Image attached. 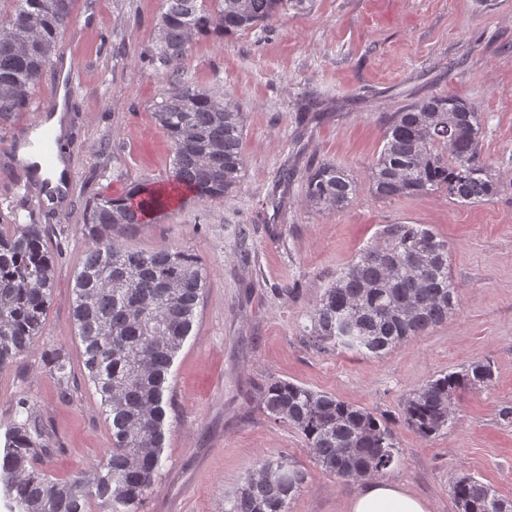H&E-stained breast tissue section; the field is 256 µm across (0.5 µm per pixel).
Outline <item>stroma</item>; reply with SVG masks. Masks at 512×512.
Instances as JSON below:
<instances>
[{
  "label": "stroma",
  "mask_w": 512,
  "mask_h": 512,
  "mask_svg": "<svg viewBox=\"0 0 512 512\" xmlns=\"http://www.w3.org/2000/svg\"><path fill=\"white\" fill-rule=\"evenodd\" d=\"M163 6L77 0L56 45L81 68L69 106L67 201L41 203L8 162L21 128L51 99L52 72L29 110L0 129V224L32 216L55 260L42 334L0 371V435L13 398L26 392L61 445L46 465L58 479L95 467L112 445L100 398L85 381L72 288L89 246L85 202L167 183L172 152L153 112L168 79L142 62ZM181 82L240 106L245 165L224 197L184 192L153 223L117 233L135 250L192 253L206 277L198 318L172 367L166 462L142 512H224L225 497L257 462L281 455L306 474L289 512H344L358 484L322 470L301 433L263 411L260 392L273 379L395 422L401 461L383 479L424 497L433 512H457L449 483L461 473L512 499V424L500 416L512 407V0H311L305 10L281 11L266 32L193 39ZM433 95L461 97L482 112L494 198L462 205L440 192L392 200L372 192L388 117ZM323 160L347 168L358 185L344 210L305 201V173ZM285 166L295 170L286 187L277 182ZM396 223L427 225L447 243L453 315L379 357L320 347L307 311L338 270ZM48 344L69 355V401L43 364ZM476 361L490 364L492 380L461 393L448 429L423 438L401 425L414 390Z\"/></svg>",
  "instance_id": "35a3bbf8"
}]
</instances>
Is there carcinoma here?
<instances>
[{
	"mask_svg": "<svg viewBox=\"0 0 512 512\" xmlns=\"http://www.w3.org/2000/svg\"><path fill=\"white\" fill-rule=\"evenodd\" d=\"M0 8V127L28 110L32 94L52 65L76 0H6ZM310 0H165L147 66L166 75L184 67L195 37L230 35L265 27L286 7ZM173 150L169 180L202 198H221L240 182L244 165L243 112L207 88L170 85L154 111ZM482 116L466 101L431 96L393 113L382 150L371 168L380 198L442 192L461 205L498 192L481 153ZM357 194L352 175L323 160L305 175V199L340 211ZM164 194L139 186L129 196L86 202L83 225L91 246L75 272L73 316L83 346L87 381L111 424L112 447L90 473L54 479L39 468L58 451L49 425L28 396L15 399L14 418L0 448V497L10 512H141L164 466L172 408L174 361L193 330L206 278L185 251L131 250L107 228L147 224L167 206ZM40 224L0 225V370L35 344L51 304L54 260ZM448 276V245L423 224H388L381 242L363 250L336 273L308 314L310 335L381 356L448 320L455 307ZM49 375L65 398L69 357L60 347L44 351ZM487 363L428 380L407 400L403 425L428 438L448 428L454 400L476 380H490ZM260 403L274 420L301 433L317 464L345 482L380 475L399 463L392 422L287 380L273 379ZM305 473L281 456L260 463L224 512H288ZM457 512H512V500L469 475L453 478Z\"/></svg>",
	"mask_w": 512,
	"mask_h": 512,
	"instance_id": "obj_1",
	"label": "carcinoma"
}]
</instances>
